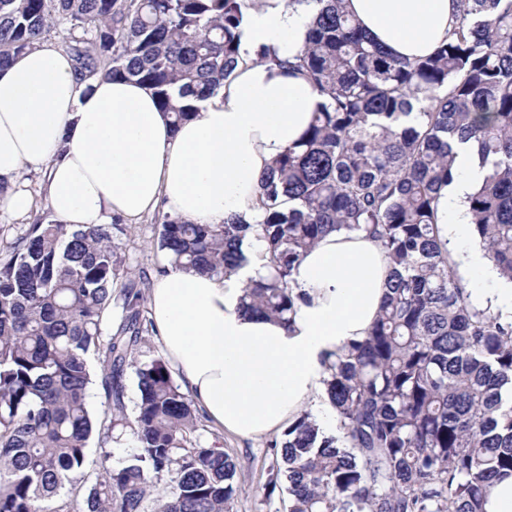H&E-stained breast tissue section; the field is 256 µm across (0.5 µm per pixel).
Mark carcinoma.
I'll use <instances>...</instances> for the list:
<instances>
[{
  "label": "carcinoma",
  "mask_w": 512,
  "mask_h": 512,
  "mask_svg": "<svg viewBox=\"0 0 512 512\" xmlns=\"http://www.w3.org/2000/svg\"><path fill=\"white\" fill-rule=\"evenodd\" d=\"M461 2L448 40L409 59L370 38L343 0H314L293 61L261 55L324 98L262 176L263 219L161 224L176 269L224 278L250 262L246 238L263 245L268 274L246 283L244 308L284 324L301 258L326 234H366L393 269L367 335L327 367L340 437L304 413L269 466L268 487L288 482V512H486L490 487L512 475V324L472 303L435 224L454 147L470 141L486 170L468 197L472 237L512 282V0ZM245 9V0H0V67L63 28L81 80H133L177 127L231 80ZM415 103L417 123L402 125ZM122 267L112 225L40 220L0 261V512H232L236 465L200 443L202 415L168 362L139 358L152 324ZM91 355L105 398L98 419ZM127 433L138 451L115 469L102 455V474L76 494L92 435L106 445Z\"/></svg>",
  "instance_id": "cac0c4a2"
}]
</instances>
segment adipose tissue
Listing matches in <instances>:
<instances>
[{
  "label": "adipose tissue",
  "instance_id": "obj_1",
  "mask_svg": "<svg viewBox=\"0 0 512 512\" xmlns=\"http://www.w3.org/2000/svg\"><path fill=\"white\" fill-rule=\"evenodd\" d=\"M362 28L389 53H432L456 21L459 0H345ZM314 4L260 0L244 13L234 79L172 126L154 95L127 80H80L60 46L45 40L0 68V208L34 207L16 184L21 170L45 173L44 196L64 224L138 223L159 204L186 221L259 220L260 179L299 141L321 95L304 75L261 62L269 50L290 60L302 48ZM456 178L437 199L440 238L457 246L469 232L467 197L483 180L469 144L456 147ZM260 253L226 279L168 269L149 292L150 317L182 388L225 432L255 439L303 409L328 424L321 397L334 353L366 336L392 269L376 243L333 232L303 258L289 324L245 313L243 287L264 274ZM473 303L512 322V282L482 251L460 261Z\"/></svg>",
  "mask_w": 512,
  "mask_h": 512
}]
</instances>
